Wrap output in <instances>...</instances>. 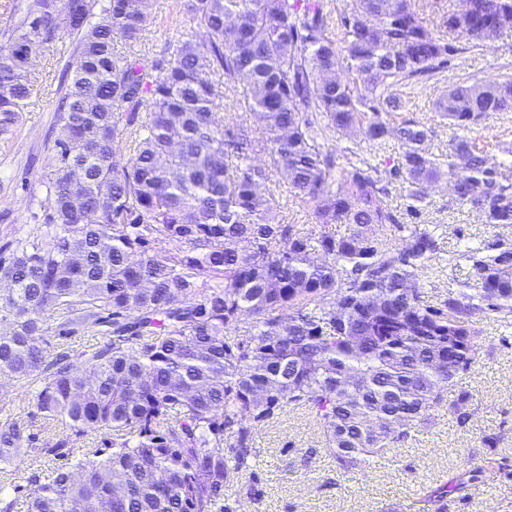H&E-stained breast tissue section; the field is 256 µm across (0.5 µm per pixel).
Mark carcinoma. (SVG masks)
<instances>
[{"instance_id":"carcinoma-1","label":"carcinoma","mask_w":512,"mask_h":512,"mask_svg":"<svg viewBox=\"0 0 512 512\" xmlns=\"http://www.w3.org/2000/svg\"><path fill=\"white\" fill-rule=\"evenodd\" d=\"M434 4L347 0L333 18L326 0H181L193 26L147 57L134 50L147 0H12L0 134L38 84L25 50L70 38L41 227L0 248V376L35 387L37 414L67 431L41 442L21 416L0 427L4 468L57 462L28 477L29 512H229L224 486L250 469L254 430L287 409L312 415L345 474L429 424L477 362L476 318L512 316L511 243L449 257L476 285L435 307L421 274L438 238L384 201L397 181L416 214L445 179L482 223L512 225V143L495 164L471 136L512 112V80L458 83L436 102L446 156L407 114L408 89L512 30V0H466L439 31ZM226 90L244 111L232 125L214 112ZM355 131L384 166L336 149ZM274 171L318 229L275 222ZM92 328L103 343L77 348ZM482 473L445 482L428 512Z\"/></svg>"}]
</instances>
